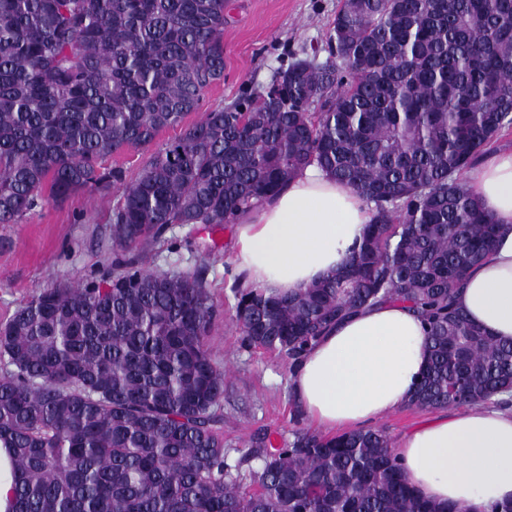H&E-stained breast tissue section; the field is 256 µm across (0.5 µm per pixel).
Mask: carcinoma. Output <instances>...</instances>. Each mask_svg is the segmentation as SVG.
<instances>
[{
  "instance_id": "cac0c4a2",
  "label": "carcinoma",
  "mask_w": 512,
  "mask_h": 512,
  "mask_svg": "<svg viewBox=\"0 0 512 512\" xmlns=\"http://www.w3.org/2000/svg\"><path fill=\"white\" fill-rule=\"evenodd\" d=\"M225 0H0V224L119 186L112 276L41 289L0 328V446L12 512H463L417 495L380 429L252 441L258 489L225 462L224 370L201 277L157 274L173 224H235L316 166L373 212L342 271L293 296L239 288L236 328L298 363L383 302L424 321L407 405L512 390V343L457 307L500 225L463 173L512 128V0H342L328 57L198 121L131 181L102 161L147 150L224 80ZM14 481L10 451L0 447V512L11 509Z\"/></svg>"
}]
</instances>
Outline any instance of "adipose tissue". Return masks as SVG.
<instances>
[{"mask_svg":"<svg viewBox=\"0 0 512 512\" xmlns=\"http://www.w3.org/2000/svg\"><path fill=\"white\" fill-rule=\"evenodd\" d=\"M502 229L459 294L489 336L512 341V153L487 156L466 175ZM372 212L350 186L309 167L237 225L246 283L285 296L343 268ZM426 364L424 331L408 305L361 309L309 348L292 376L304 414L326 430L357 431L407 404ZM397 452L408 483L439 506L491 512L512 500V408L496 400L442 414L407 433Z\"/></svg>","mask_w":512,"mask_h":512,"instance_id":"ef3b65f1","label":"adipose tissue"}]
</instances>
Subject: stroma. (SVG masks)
<instances>
[{
    "label": "stroma",
    "mask_w": 512,
    "mask_h": 512,
    "mask_svg": "<svg viewBox=\"0 0 512 512\" xmlns=\"http://www.w3.org/2000/svg\"><path fill=\"white\" fill-rule=\"evenodd\" d=\"M339 0H227L224 79L204 93L201 110L229 106L269 87L293 59L325 60L326 33ZM117 189L80 191L60 203H40L20 223L0 225V326L40 289L62 281L112 272V212ZM236 227L169 226L165 245L152 252L149 269L204 275L216 310L207 346L225 372L224 448L242 492L255 489L250 474L252 439L287 445L312 422L296 402L287 356L249 346L235 327L234 290L242 281L234 263ZM435 410L402 406L378 417L392 443L434 418Z\"/></svg>",
    "instance_id": "stroma-1"
}]
</instances>
